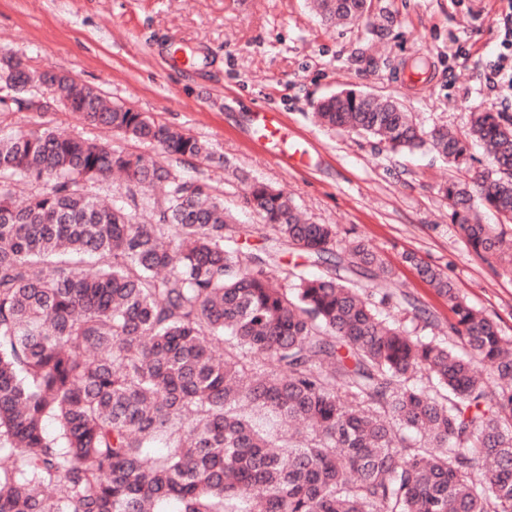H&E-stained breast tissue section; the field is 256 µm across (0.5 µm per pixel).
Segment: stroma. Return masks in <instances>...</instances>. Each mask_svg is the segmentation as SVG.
Listing matches in <instances>:
<instances>
[{"instance_id":"35a3bbf8","label":"stroma","mask_w":512,"mask_h":512,"mask_svg":"<svg viewBox=\"0 0 512 512\" xmlns=\"http://www.w3.org/2000/svg\"><path fill=\"white\" fill-rule=\"evenodd\" d=\"M511 28L512 0H373L370 17L333 27L307 0H0V55L212 142L250 178L288 190L314 222L335 225L337 247L368 241L395 267L399 291L447 321V304L401 262L415 253L509 336L512 277L494 274L452 223L438 192L450 170L427 153L322 129L311 114L344 88L398 98L427 127L463 130L477 106L512 113L497 76ZM418 57L430 64L423 84L404 77ZM271 117L282 124L276 142L259 136ZM39 126L102 135L60 104L0 114V135ZM184 169L254 223L223 169L193 160Z\"/></svg>"}]
</instances>
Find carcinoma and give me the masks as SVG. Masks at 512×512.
<instances>
[{
	"label": "carcinoma",
	"instance_id": "cac0c4a2",
	"mask_svg": "<svg viewBox=\"0 0 512 512\" xmlns=\"http://www.w3.org/2000/svg\"><path fill=\"white\" fill-rule=\"evenodd\" d=\"M371 7L313 0L326 24ZM362 94L323 98L318 123L455 169L483 149L472 184L440 192L465 244L511 276L512 114L424 130ZM51 100L161 159L48 128L0 136V512H512V336L444 270L402 255L450 312L440 337L414 335L382 315L409 300L363 241L335 253L334 226L244 174L258 223H239L180 169L230 167L208 142L0 58L1 114ZM115 171L124 190L107 202L95 188ZM257 230L273 246L242 250ZM284 243L326 273L283 267Z\"/></svg>",
	"mask_w": 512,
	"mask_h": 512
}]
</instances>
